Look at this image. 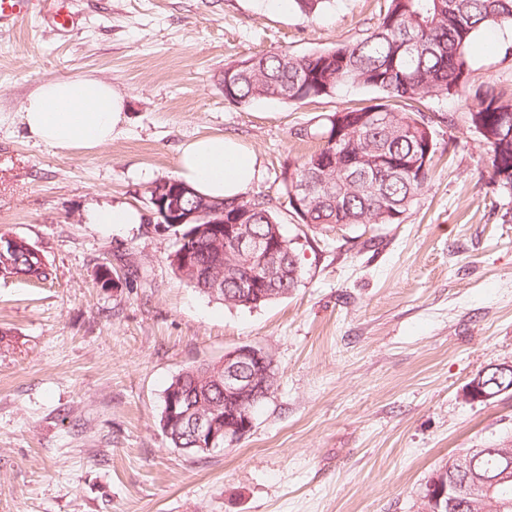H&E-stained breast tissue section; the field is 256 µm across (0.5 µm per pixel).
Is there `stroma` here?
<instances>
[{"mask_svg": "<svg viewBox=\"0 0 512 512\" xmlns=\"http://www.w3.org/2000/svg\"><path fill=\"white\" fill-rule=\"evenodd\" d=\"M380 2L333 0L311 17L268 0H71L72 31L41 14L0 26V234L34 244L54 276L0 277V512H423L449 456L512 447V390L465 395L479 372L512 363V198L464 99L428 100L456 124L438 127L447 150L402 223L319 233L284 204L282 167L320 145L294 132L373 91L224 97L227 65L355 41ZM511 46V30L482 31L468 49L474 78L512 92ZM74 77L125 94L111 143L29 136V94ZM210 134L255 153L250 191L304 270L260 308L199 294L170 267L168 235L90 221L104 205L148 213L149 187L178 175L180 144ZM106 269L116 286L102 287ZM243 345L272 353L277 376L250 434L201 458L170 447L159 420L171 379Z\"/></svg>", "mask_w": 512, "mask_h": 512, "instance_id": "1", "label": "stroma"}]
</instances>
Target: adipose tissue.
<instances>
[{
  "label": "adipose tissue",
  "instance_id": "adipose-tissue-1",
  "mask_svg": "<svg viewBox=\"0 0 512 512\" xmlns=\"http://www.w3.org/2000/svg\"><path fill=\"white\" fill-rule=\"evenodd\" d=\"M124 94L97 78L78 77L38 86L23 106L31 137L54 146L93 148L111 143L125 119ZM180 178L214 200L241 196L258 175L257 158L236 139L206 135L179 147Z\"/></svg>",
  "mask_w": 512,
  "mask_h": 512
}]
</instances>
